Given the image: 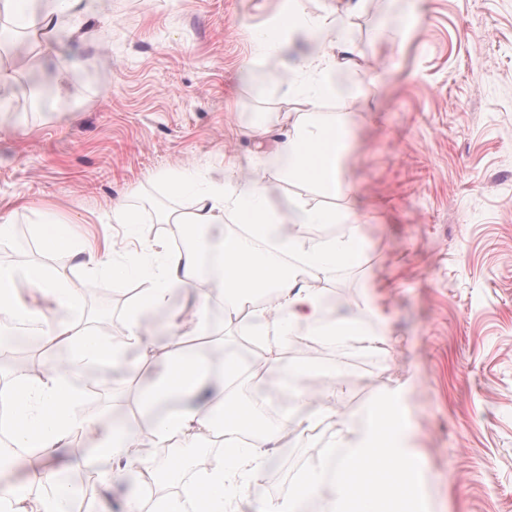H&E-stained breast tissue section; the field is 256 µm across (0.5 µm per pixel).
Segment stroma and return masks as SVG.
Instances as JSON below:
<instances>
[{
  "label": "stroma",
  "mask_w": 512,
  "mask_h": 512,
  "mask_svg": "<svg viewBox=\"0 0 512 512\" xmlns=\"http://www.w3.org/2000/svg\"><path fill=\"white\" fill-rule=\"evenodd\" d=\"M335 3L93 0L107 23L1 51L20 82L36 73L53 87L66 70L70 83L51 108L22 91L0 109V213L15 215L0 262L26 259L83 282L77 258L47 253L32 231L47 206L87 238L119 233L112 210L124 203L142 211V239L172 241L160 216L179 203L159 175L215 176L225 156L272 148L278 132L256 139L254 118L295 105L280 84L254 77L259 30ZM396 30L406 33L397 46L385 40ZM350 36L357 62L385 78L376 96L323 106L360 129L345 175L359 188L352 206L367 241L362 264L326 282L337 315L371 298L361 311L386 335L371 349L287 351L311 367L313 389L320 367H341L343 410L402 385L429 512H512V0H360ZM141 286L97 276L84 313L124 336L123 309ZM340 427L331 417L288 435L259 495L282 497L289 474L317 458L316 440Z\"/></svg>",
  "instance_id": "1"
}]
</instances>
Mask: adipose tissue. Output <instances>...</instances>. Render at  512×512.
<instances>
[{"mask_svg":"<svg viewBox=\"0 0 512 512\" xmlns=\"http://www.w3.org/2000/svg\"><path fill=\"white\" fill-rule=\"evenodd\" d=\"M32 2L0 0V16L19 29L58 35L79 32L90 14L86 0H47L38 11ZM308 31L319 43L296 61L286 84L289 100L301 112L285 125L270 167L275 180H268L265 163L244 164L235 157L225 159L223 176L203 183L187 171L164 176L168 195L189 198L191 206L166 212L162 221L182 236L202 229L191 246L143 241L137 263L131 264L127 248L117 242L106 238L86 244L54 210L37 212L33 229L46 251L72 253L91 273L104 270L120 278L133 271L145 281L123 312L127 331L120 341L110 340L102 325L84 324L83 290L66 272L24 261L0 264V316L38 326L43 341L64 355L40 377L19 375L0 384V431L10 435L15 447L34 453L25 482H0V512H72L80 491L64 476L74 467L100 468L110 491L133 477L143 482L164 478L175 488L173 495L151 502L130 495L124 512H239L240 503L255 494L269 449L289 433L334 415L341 391L335 370H325V384L312 391L304 381L307 367L284 363L280 352L293 340L333 347L376 341L359 316L325 318L326 292L320 283L336 267L359 263L364 235L361 218L345 204L355 187L345 183L341 169L355 139L352 119L345 112L323 111L322 105L357 89L378 90L383 74L354 62L349 16L332 9L280 15L262 27L260 47L270 59L289 35ZM277 183L297 186L299 192L278 200ZM316 195L337 204H313ZM227 222L232 230H224ZM298 224H344L348 230L307 237L295 232ZM177 288L199 303L191 312H172L171 336L154 344L145 313L166 308ZM217 300L226 314L239 316L240 331L263 350L259 368L265 378L256 387L265 390L266 402L288 398L291 407L280 417L257 419L241 399L245 368L240 357L226 355L217 371L189 350L188 337L212 336L209 305ZM148 351L162 369L140 394L138 409L148 411L163 397L176 398L177 404L155 423L149 440L136 443L110 424L81 414L83 394L76 380L98 370L127 375L136 357ZM216 430L224 433L219 458L195 445L197 438ZM79 431L89 434L91 447L82 457L61 459L60 449ZM174 439L191 445L192 453L156 468L154 447Z\"/></svg>","mask_w":512,"mask_h":512,"instance_id":"obj_1","label":"adipose tissue"}]
</instances>
